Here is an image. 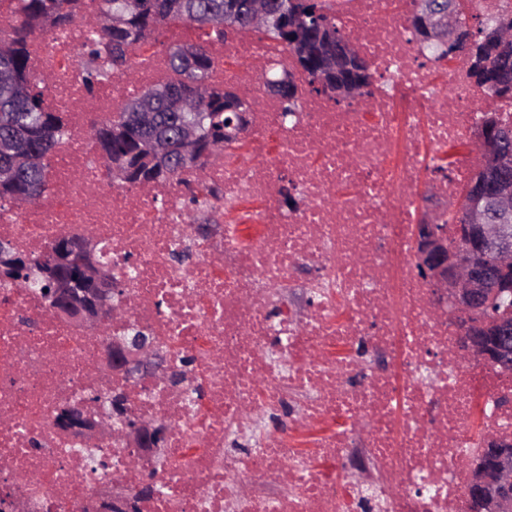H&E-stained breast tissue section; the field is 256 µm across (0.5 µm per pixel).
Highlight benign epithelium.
I'll use <instances>...</instances> for the list:
<instances>
[{"instance_id":"benign-epithelium-1","label":"benign epithelium","mask_w":512,"mask_h":512,"mask_svg":"<svg viewBox=\"0 0 512 512\" xmlns=\"http://www.w3.org/2000/svg\"><path fill=\"white\" fill-rule=\"evenodd\" d=\"M418 23L431 41L456 45L464 38L456 18L445 10L417 5ZM248 115L224 128V138L240 143L247 137ZM477 149L482 160L476 174L485 168L512 172V150L503 146L489 129L477 133ZM447 210L436 208L414 226L413 246L416 266L434 288L438 309L450 304L456 319L458 357L494 366L500 375L512 378V309H494V299L512 291V177L500 181L488 195L478 194L463 212L468 238L460 247H448ZM78 264L91 288H75L73 282L53 273L57 265ZM43 270L50 279L47 296L59 314L80 324L96 325L112 315V298L120 290L112 285V275L97 258L95 245L63 242L43 257ZM108 362L122 373L151 376L165 368V358L153 341L143 336H127L108 345ZM108 420L73 415L70 428L93 434ZM130 451L137 459L159 448L163 433L139 418L125 424ZM481 458L467 460L470 471L469 498L473 512H512V447L496 438L485 437Z\"/></svg>"}]
</instances>
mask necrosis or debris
I'll return each instance as SVG.
<instances>
[{"label": "necrosis or debris", "mask_w": 512, "mask_h": 512, "mask_svg": "<svg viewBox=\"0 0 512 512\" xmlns=\"http://www.w3.org/2000/svg\"><path fill=\"white\" fill-rule=\"evenodd\" d=\"M337 2L372 93L343 106L321 94L288 119L258 73L282 47L253 32L213 43L210 82L257 104L250 158L218 154L163 185L116 184L90 128L165 82V54L147 53L90 103L76 60L87 30L32 39L68 135L47 161L44 198L0 208V240L33 258L62 235L93 241L121 298L90 329L0 277V499L25 512L115 501L129 512H465L472 411L486 408L487 433L505 437L512 412L493 407L507 390L493 370L457 364L411 232L422 184L455 200L480 161L468 58L440 88L410 26L414 0ZM285 184L295 206L280 199ZM189 187L200 215L231 219L200 234ZM303 267L314 271L304 309L290 300ZM137 332L171 351L165 373L112 372L108 341ZM111 391L166 425L157 455L133 466L120 430L54 426L76 404L106 415Z\"/></svg>", "instance_id": "1"}]
</instances>
